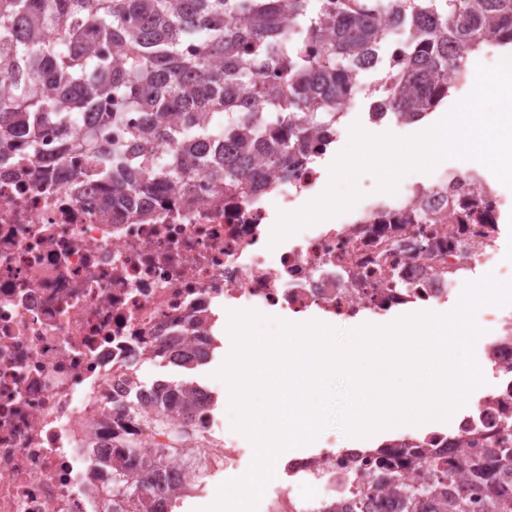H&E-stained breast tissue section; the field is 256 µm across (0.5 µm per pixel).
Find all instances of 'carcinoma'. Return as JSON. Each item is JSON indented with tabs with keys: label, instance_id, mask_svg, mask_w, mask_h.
I'll use <instances>...</instances> for the list:
<instances>
[{
	"label": "carcinoma",
	"instance_id": "carcinoma-1",
	"mask_svg": "<svg viewBox=\"0 0 512 512\" xmlns=\"http://www.w3.org/2000/svg\"><path fill=\"white\" fill-rule=\"evenodd\" d=\"M372 0H342V17L326 18L325 0H0V150L37 152L39 130L66 128L90 119L82 143L99 178L115 184L128 203H136L163 181L183 186L199 169L229 189L264 188L255 152L267 166L288 176V153L311 146L310 130L336 127V100L345 94L347 76L357 64L355 51L378 37L370 13ZM415 27L401 75L380 83L387 111L427 112L438 102L434 88L448 75V53L464 38L471 50L494 33L512 45V0H405ZM235 14L239 27L229 32L224 18ZM291 25L281 29L283 16ZM324 50L314 61L301 53L306 41ZM101 41L120 49L112 62L96 54ZM200 44L189 57L182 48ZM288 72V81L260 85L257 73L268 61ZM119 101L124 109L103 108ZM141 119L122 141L107 130L126 113ZM182 128L168 130L173 117ZM168 136L169 158L154 144ZM227 140L215 151L211 142ZM167 397L148 424L164 426L174 439L184 435L169 418ZM384 477L370 488L356 483L358 496L393 489L404 512H469L467 500L445 492L456 478L427 460L422 476L403 481L385 463Z\"/></svg>",
	"mask_w": 512,
	"mask_h": 512
}]
</instances>
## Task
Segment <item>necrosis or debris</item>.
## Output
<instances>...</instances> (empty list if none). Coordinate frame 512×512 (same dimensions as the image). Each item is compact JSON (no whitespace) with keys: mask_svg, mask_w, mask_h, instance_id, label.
<instances>
[{"mask_svg":"<svg viewBox=\"0 0 512 512\" xmlns=\"http://www.w3.org/2000/svg\"><path fill=\"white\" fill-rule=\"evenodd\" d=\"M66 133L46 128L24 177L0 176V512H102L107 501L113 512H172L211 469H234L246 452L237 439L172 448L141 419L157 397L141 367L211 362L215 307L353 324L442 310L480 268L512 280V266L497 262L512 196L477 169L448 167L393 196L365 195L343 222L275 244L272 211L292 213L319 194L315 160L337 132L314 137V157L289 158L287 175L267 171L258 194L202 172L187 192L167 182L141 201L154 213L148 222L113 198L88 155L44 165ZM484 321V359L499 385L478 394L471 414L427 434L406 425L379 448H343L329 436L317 453L288 460L292 485L264 494L257 512H347L349 478L373 480L384 461L411 481L423 460L455 468L478 458L491 491L512 493V473L493 458L512 447V305H486ZM127 437L140 440V455L119 448ZM116 470L146 478L148 492L114 493Z\"/></svg>","mask_w":512,"mask_h":512,"instance_id":"necrosis-or-debris-1","label":"necrosis or debris"}]
</instances>
